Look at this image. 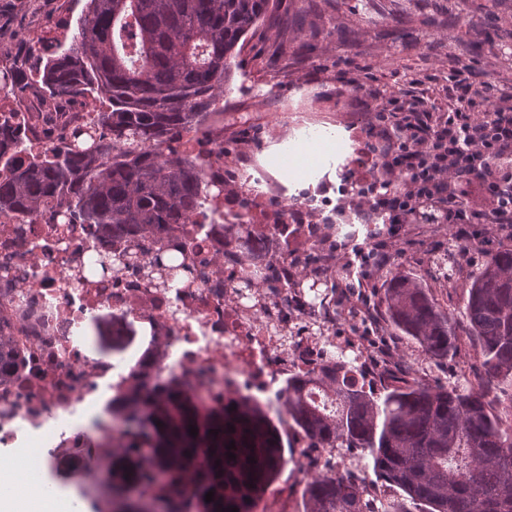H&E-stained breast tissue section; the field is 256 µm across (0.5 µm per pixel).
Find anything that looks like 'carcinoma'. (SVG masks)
<instances>
[{"label": "carcinoma", "mask_w": 512, "mask_h": 512, "mask_svg": "<svg viewBox=\"0 0 512 512\" xmlns=\"http://www.w3.org/2000/svg\"><path fill=\"white\" fill-rule=\"evenodd\" d=\"M278 5L87 0L76 27L59 26L63 33L37 56L35 70L11 71L10 84L34 81L51 99L90 97L99 103V119L75 130L69 144L32 159L19 131L0 125V154L10 155L0 171V212L43 215L56 207L116 242L207 218L209 187L186 141L207 128L240 68L248 36L276 23ZM241 218H224V242H236L247 263L270 243L261 225ZM315 229L335 267L330 292L354 291L359 284L330 240L345 234L354 240L358 233H345L330 220ZM460 247L450 231L448 248H430L427 255L436 282L462 289L463 322L438 306L404 251L389 263L379 305L392 334L406 337L426 359H448L466 337L484 367L469 387L399 377L388 360L370 355L362 362L320 324L306 327L326 359L288 375L283 405L297 429L346 464L341 473L326 471L305 484L303 512H512V415L497 410L501 397L512 402V246L485 254L467 274ZM132 260L125 249L100 257L97 265L115 275ZM149 268L161 288L192 275L173 256L159 255ZM288 287L315 299L323 295L303 270ZM336 318L354 330L368 313L338 308ZM28 364L27 351L1 331L0 386L18 380ZM119 403L131 411L130 422L149 427L150 436L142 442L126 432L121 452L112 456V496L99 495L97 512H184L170 491L185 484L193 512H248L285 463L277 426L256 402H238L234 410L204 407L175 392L142 402L133 390ZM215 429L218 434H211ZM231 441L234 449L228 450ZM143 446L154 449L165 471L151 501L127 496L130 480L154 481L140 470L136 449ZM230 452L235 458H228ZM210 491L213 501L207 502Z\"/></svg>", "instance_id": "obj_1"}]
</instances>
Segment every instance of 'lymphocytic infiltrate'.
I'll use <instances>...</instances> for the list:
<instances>
[{
	"mask_svg": "<svg viewBox=\"0 0 512 512\" xmlns=\"http://www.w3.org/2000/svg\"><path fill=\"white\" fill-rule=\"evenodd\" d=\"M493 72L473 75L470 63L448 72V110L436 113L429 98L408 90L371 92L372 104L354 122L359 148L345 165L355 196L337 199L336 210L356 223L408 224L428 198L474 241L469 227L495 237L512 229V89L501 90L493 111H483ZM397 193H390V185Z\"/></svg>",
	"mask_w": 512,
	"mask_h": 512,
	"instance_id": "obj_1",
	"label": "lymphocytic infiltrate"
}]
</instances>
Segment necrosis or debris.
<instances>
[{
	"instance_id": "necrosis-or-debris-1",
	"label": "necrosis or debris",
	"mask_w": 512,
	"mask_h": 512,
	"mask_svg": "<svg viewBox=\"0 0 512 512\" xmlns=\"http://www.w3.org/2000/svg\"><path fill=\"white\" fill-rule=\"evenodd\" d=\"M82 101L56 103L33 95L16 111L0 113L43 155L61 144L71 129L92 118ZM207 181L224 176V117L216 115L204 136L193 139ZM252 213L266 224L275 249L252 264H242L235 245L212 234L210 226L189 225L187 232L135 237L137 262L118 276L97 272L95 257L112 251L110 239L89 226H76L66 238L52 235L43 217L0 214V327L10 330L32 357L26 378L0 388V444L46 448L48 464L77 467L75 438L95 428L104 441L122 434L121 416L106 412L104 391L129 380L145 393L168 384L207 406L248 397L279 410L289 371L318 366V346L307 337L282 341L276 328L318 316L333 327L330 307L312 303L288 287L295 260L317 246L315 237L290 236L306 222L308 208L281 204L269 208L256 195ZM181 242L185 263L209 258L204 275L172 288L146 279L144 266ZM224 260L212 262L215 250ZM112 314L118 325L137 324L142 339L162 340L161 353L132 352L126 358H92L80 349L87 317ZM330 458L326 448L295 438L292 476L270 486L251 512H294L292 504L304 479L320 474Z\"/></svg>"
}]
</instances>
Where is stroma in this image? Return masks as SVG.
I'll list each match as a JSON object with an SVG mask.
<instances>
[{"label": "stroma", "mask_w": 512, "mask_h": 512, "mask_svg": "<svg viewBox=\"0 0 512 512\" xmlns=\"http://www.w3.org/2000/svg\"><path fill=\"white\" fill-rule=\"evenodd\" d=\"M288 20L287 34L260 27L241 55L232 90L224 98V145L235 153L237 170L250 186L284 201L301 198L307 186L287 183L272 157L281 148L296 149L299 138L289 127L303 120L329 127L352 141L349 126L367 102L353 87L337 83V73L383 90L416 87L436 107L448 105V69L456 60L471 61L477 70L497 69L501 82H512V63L495 58L501 43L512 40V0H279ZM78 0H0V67L28 69L35 60L28 39L44 20H77ZM348 24L349 42L331 37L336 23ZM255 128L254 138L240 143V119ZM112 318L92 317L83 325V348L93 357H122L131 338L113 335ZM85 472L62 477L52 469L38 479L55 486L64 512L79 507L94 512L84 500L88 472L112 463V449L87 440L77 448Z\"/></svg>", "instance_id": "stroma-1"}]
</instances>
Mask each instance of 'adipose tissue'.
Listing matches in <instances>:
<instances>
[{
	"label": "adipose tissue",
	"instance_id": "adipose-tissue-1",
	"mask_svg": "<svg viewBox=\"0 0 512 512\" xmlns=\"http://www.w3.org/2000/svg\"><path fill=\"white\" fill-rule=\"evenodd\" d=\"M38 449L29 448L10 468L0 471V512H54L31 473L41 463Z\"/></svg>",
	"mask_w": 512,
	"mask_h": 512
}]
</instances>
